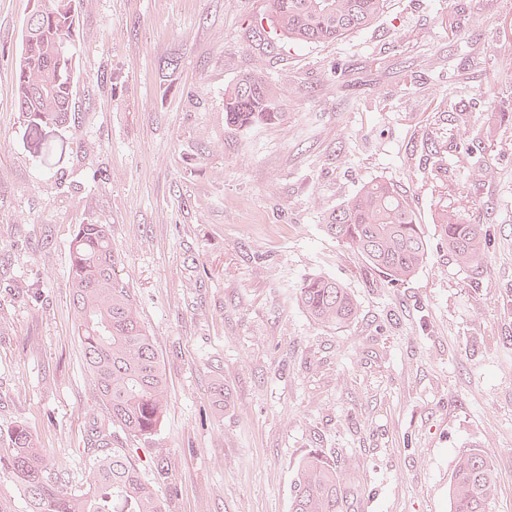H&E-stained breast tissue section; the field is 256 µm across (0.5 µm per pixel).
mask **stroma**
Instances as JSON below:
<instances>
[{"label":"stroma","mask_w":512,"mask_h":512,"mask_svg":"<svg viewBox=\"0 0 512 512\" xmlns=\"http://www.w3.org/2000/svg\"><path fill=\"white\" fill-rule=\"evenodd\" d=\"M32 5L0 0V430L25 423L64 485L87 489L105 412L67 271L77 226L104 224L169 398L151 446L111 439L167 512H291L312 454L354 476L360 512H449L473 448L496 466L494 512H512V0H388L344 41L299 47L256 36L268 0H81L78 118L39 134L14 92ZM254 70L288 92L286 117L240 129L224 90ZM452 116L498 130L475 145L492 160L482 183L448 147ZM379 178L406 190L429 242L395 287L322 227ZM463 196L491 236L477 273L433 224ZM314 275L350 288L352 322L302 311L295 288Z\"/></svg>","instance_id":"stroma-1"}]
</instances>
